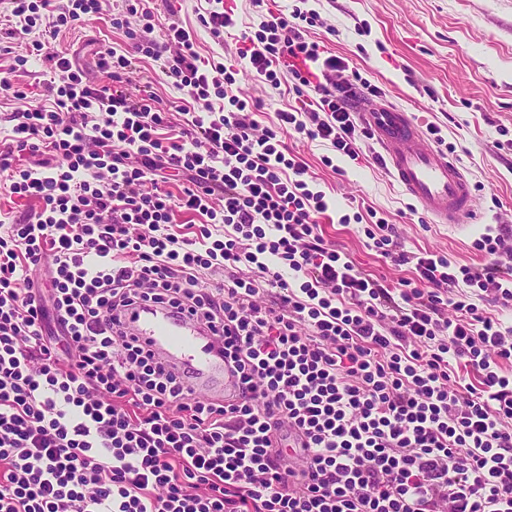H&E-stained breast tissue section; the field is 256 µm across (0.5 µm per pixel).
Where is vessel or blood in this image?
<instances>
[{
	"label": "vessel or blood",
	"instance_id": "vessel-or-blood-1",
	"mask_svg": "<svg viewBox=\"0 0 512 512\" xmlns=\"http://www.w3.org/2000/svg\"><path fill=\"white\" fill-rule=\"evenodd\" d=\"M371 126L384 165L402 190L436 223L458 227L479 220L471 181L447 154L433 148L408 113L388 104L353 101ZM128 332L174 370H192L196 393L230 398L237 379L215 336L189 317L161 306H138L123 318Z\"/></svg>",
	"mask_w": 512,
	"mask_h": 512
}]
</instances>
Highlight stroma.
<instances>
[{"label":"stroma","instance_id":"35a3bbf8","mask_svg":"<svg viewBox=\"0 0 512 512\" xmlns=\"http://www.w3.org/2000/svg\"><path fill=\"white\" fill-rule=\"evenodd\" d=\"M122 0H107L99 18L86 32L61 33L51 48L65 54L80 52L86 66H93L86 38L120 48L128 40L126 29H138L142 20L123 13ZM306 9L317 17L308 29L310 39L328 51L348 59L360 74L382 90L381 102L409 112L419 126L433 123L446 141L456 145L455 154L468 172L483 218L480 223L451 229L426 219L422 210H410V198L392 179L385 166L336 159L326 167L327 150L318 142L288 138L289 147L307 162L331 210L346 209L357 202L393 224L405 251L427 250L459 264L481 262L472 243L485 227L507 229L506 248L512 249V0H307ZM155 38H162L170 20L195 28V49L202 59L230 56L233 40L217 42L201 29L197 0H153ZM125 16L126 27L112 20ZM368 23L370 36L356 28ZM10 53H0V70L9 72L15 89L24 91L20 101L0 93V114L20 108L22 102L39 101L44 91L45 68L29 61L15 66L25 55L26 41L10 39ZM242 96L258 107L260 126L272 124L278 110L287 106V89L273 90L250 70L238 75ZM129 93L153 92L162 102L179 93L158 62L137 61L126 85ZM326 233L364 271L394 286L405 278V269L385 263L368 245L360 224H329Z\"/></svg>","mask_w":512,"mask_h":512}]
</instances>
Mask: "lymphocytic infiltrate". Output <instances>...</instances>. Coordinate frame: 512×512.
<instances>
[{"instance_id": "1", "label": "lymphocytic infiltrate", "mask_w": 512, "mask_h": 512, "mask_svg": "<svg viewBox=\"0 0 512 512\" xmlns=\"http://www.w3.org/2000/svg\"><path fill=\"white\" fill-rule=\"evenodd\" d=\"M204 2L213 38L239 31L234 60H202L175 21L156 41L148 0H125L133 50L99 49L92 73L49 42L105 0H7V37L50 78L0 140V186L38 204L0 231V512H512V324L475 304L512 308L502 234L460 265L404 251L379 217L376 248L415 275L361 271L325 239L326 194L286 139L359 159L371 133L348 99L379 87L308 38L314 10L243 31ZM135 53L200 111L128 95ZM242 64L291 84L273 126L239 95ZM135 305L218 336L237 398L193 395L127 333Z\"/></svg>"}]
</instances>
